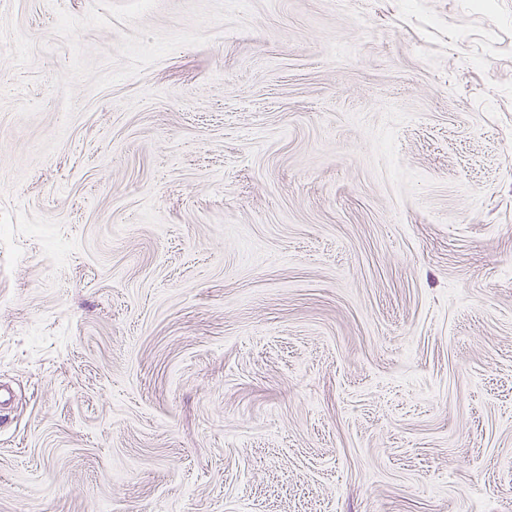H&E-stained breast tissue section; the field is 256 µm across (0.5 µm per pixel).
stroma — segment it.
Listing matches in <instances>:
<instances>
[{
	"instance_id": "obj_1",
	"label": "stroma",
	"mask_w": 512,
	"mask_h": 512,
	"mask_svg": "<svg viewBox=\"0 0 512 512\" xmlns=\"http://www.w3.org/2000/svg\"><path fill=\"white\" fill-rule=\"evenodd\" d=\"M0 512H512V0H0Z\"/></svg>"
}]
</instances>
